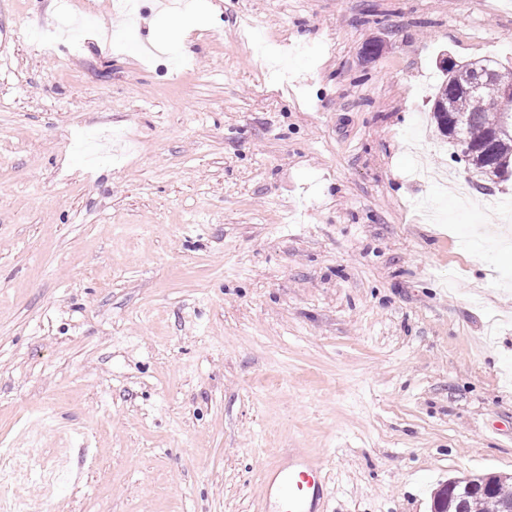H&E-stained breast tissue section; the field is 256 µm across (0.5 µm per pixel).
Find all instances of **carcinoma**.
<instances>
[{"instance_id":"cac0c4a2","label":"carcinoma","mask_w":512,"mask_h":512,"mask_svg":"<svg viewBox=\"0 0 512 512\" xmlns=\"http://www.w3.org/2000/svg\"><path fill=\"white\" fill-rule=\"evenodd\" d=\"M462 81L480 84L478 97L467 94ZM512 84V76L488 59L448 67L434 101L440 111L432 113L437 128H446L444 137L470 142L476 149L471 170L487 182L489 177L512 176V116L508 118L509 133L495 135L500 122L499 89ZM448 492L446 512H512V477L494 476L493 487L485 492L470 491L463 480L450 479L433 496L439 505L442 492Z\"/></svg>"}]
</instances>
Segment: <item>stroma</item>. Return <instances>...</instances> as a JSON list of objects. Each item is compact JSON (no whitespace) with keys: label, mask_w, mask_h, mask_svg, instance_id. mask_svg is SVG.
Segmentation results:
<instances>
[{"label":"stroma","mask_w":512,"mask_h":512,"mask_svg":"<svg viewBox=\"0 0 512 512\" xmlns=\"http://www.w3.org/2000/svg\"><path fill=\"white\" fill-rule=\"evenodd\" d=\"M0 0V444L87 448L38 512H329L512 476V191L430 122L512 71V0ZM77 19L36 44L62 6ZM327 482L322 464L298 448L269 468L262 486L264 512H326Z\"/></svg>","instance_id":"obj_1"}]
</instances>
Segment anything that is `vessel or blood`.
I'll return each instance as SVG.
<instances>
[{"mask_svg": "<svg viewBox=\"0 0 512 512\" xmlns=\"http://www.w3.org/2000/svg\"><path fill=\"white\" fill-rule=\"evenodd\" d=\"M322 464L293 448L286 461L269 468L262 486L263 512H326Z\"/></svg>", "mask_w": 512, "mask_h": 512, "instance_id": "obj_1", "label": "vessel or blood"}]
</instances>
